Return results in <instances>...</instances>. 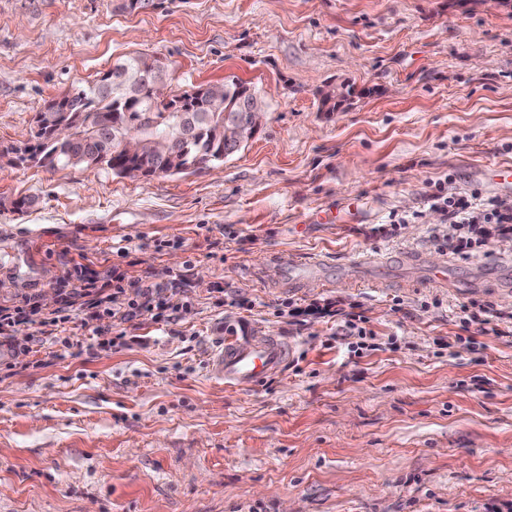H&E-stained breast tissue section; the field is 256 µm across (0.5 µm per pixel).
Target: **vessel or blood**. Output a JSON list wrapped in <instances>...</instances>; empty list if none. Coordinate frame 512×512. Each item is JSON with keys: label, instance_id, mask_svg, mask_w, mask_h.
Returning <instances> with one entry per match:
<instances>
[{"label": "vessel or blood", "instance_id": "b4317fda", "mask_svg": "<svg viewBox=\"0 0 512 512\" xmlns=\"http://www.w3.org/2000/svg\"><path fill=\"white\" fill-rule=\"evenodd\" d=\"M329 265L328 257L323 255L300 259L286 257L275 263L268 280L275 285L298 288L303 281L315 278ZM397 266L433 286L444 288L448 285L447 264L429 265L418 253L365 254L351 262L348 272L354 283L377 288L385 282L387 272ZM289 354L288 343L283 338L259 335L243 323H228L213 351L211 376L228 387L256 388L286 365Z\"/></svg>", "mask_w": 512, "mask_h": 512}]
</instances>
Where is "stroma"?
<instances>
[{"mask_svg":"<svg viewBox=\"0 0 512 512\" xmlns=\"http://www.w3.org/2000/svg\"><path fill=\"white\" fill-rule=\"evenodd\" d=\"M136 52L176 90L247 84L262 124L173 176L0 161V305L56 310L80 267L176 282L185 303L170 322L102 317L90 355L68 347L77 314L0 338V512H512V247L445 255L426 203L438 182L512 199L488 171L512 163V0H0V147ZM330 83L354 93L325 112ZM415 249L465 287L262 275L289 252ZM319 299L358 306L378 350L350 353L340 318L291 316ZM471 303L493 329H462ZM228 321L293 345L259 389L209 374Z\"/></svg>","mask_w":512,"mask_h":512,"instance_id":"1","label":"stroma"}]
</instances>
